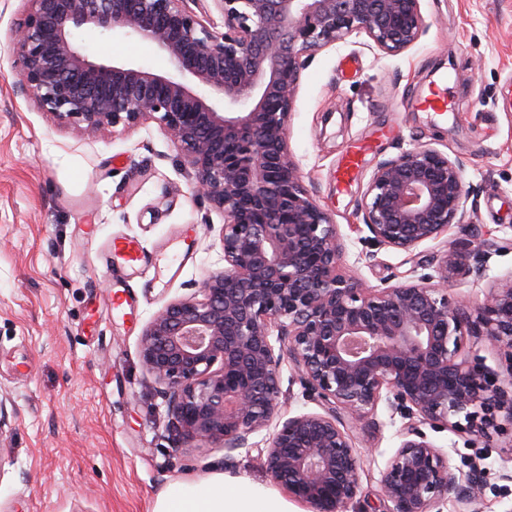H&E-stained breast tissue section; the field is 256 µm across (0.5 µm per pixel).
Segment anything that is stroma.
Listing matches in <instances>:
<instances>
[{
    "mask_svg": "<svg viewBox=\"0 0 512 512\" xmlns=\"http://www.w3.org/2000/svg\"><path fill=\"white\" fill-rule=\"evenodd\" d=\"M26 0H0V397L9 456L0 460V512H153L173 480L225 470L219 448L176 447L167 406L140 361L153 315L189 296L224 266L222 213L195 195L192 179L156 123L95 134L55 126L15 83L13 32ZM426 31L396 56L361 35L308 60L288 122V148L303 186L337 225L343 274L364 287L409 277L418 258L461 239H512V0H422ZM80 49L165 74L169 59L146 40L91 30ZM454 108L435 117L421 104L440 77ZM368 150L349 183L346 153ZM425 145L460 162L469 192L463 223L409 255L376 245L362 201L376 166ZM194 226L193 256L173 234ZM136 241L147 256L133 286L135 311L112 309L127 282L110 280L103 245ZM512 276V250L491 254L483 279L460 277L451 296L482 301ZM494 446L463 432L427 430L458 469L487 470L482 512H512V423ZM396 427H357L362 512L382 503L381 475Z\"/></svg>",
    "mask_w": 512,
    "mask_h": 512,
    "instance_id": "obj_1",
    "label": "stroma"
}]
</instances>
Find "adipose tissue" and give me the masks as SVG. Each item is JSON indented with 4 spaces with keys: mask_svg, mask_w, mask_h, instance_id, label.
Masks as SVG:
<instances>
[{
    "mask_svg": "<svg viewBox=\"0 0 512 512\" xmlns=\"http://www.w3.org/2000/svg\"><path fill=\"white\" fill-rule=\"evenodd\" d=\"M153 512H290L270 488L213 474L205 481H173L158 495Z\"/></svg>",
    "mask_w": 512,
    "mask_h": 512,
    "instance_id": "1",
    "label": "adipose tissue"
}]
</instances>
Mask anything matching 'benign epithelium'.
Listing matches in <instances>:
<instances>
[{"mask_svg": "<svg viewBox=\"0 0 512 512\" xmlns=\"http://www.w3.org/2000/svg\"><path fill=\"white\" fill-rule=\"evenodd\" d=\"M11 51L20 89L61 126L96 133L154 122L224 212V270L146 325L141 364L169 408L168 431L187 448L224 449V467L258 449L272 480L312 512H350L361 457L348 424L404 423L382 474L389 512H481L486 470L464 473L420 426L493 442L512 422V278L471 305L448 294L485 272L491 248L462 240L423 260L432 272L383 288L340 273L341 235L308 194L287 128L304 59L356 34L398 55L425 32L421 0H219L214 35L186 0H27ZM152 41L165 75L92 60L75 31ZM459 164L425 145L380 163L364 194L372 239L412 253L464 215ZM485 338L511 375L464 356ZM317 408L280 414V369ZM386 411L388 421L377 419ZM268 433L264 443L255 441Z\"/></svg>", "mask_w": 512, "mask_h": 512, "instance_id": "7a95c632", "label": "benign epithelium"}]
</instances>
